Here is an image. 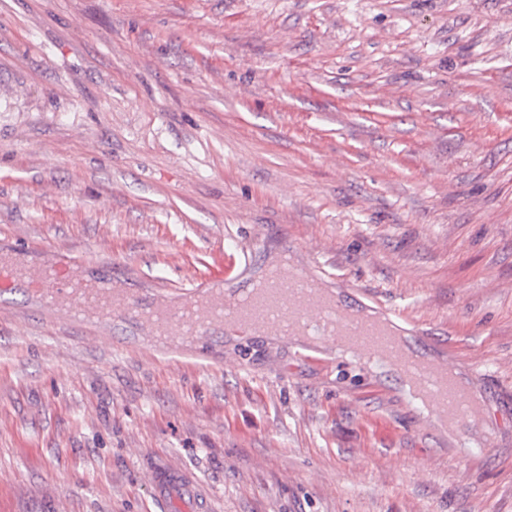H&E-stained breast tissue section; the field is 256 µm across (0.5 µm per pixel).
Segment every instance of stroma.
Instances as JSON below:
<instances>
[{
	"mask_svg": "<svg viewBox=\"0 0 512 512\" xmlns=\"http://www.w3.org/2000/svg\"><path fill=\"white\" fill-rule=\"evenodd\" d=\"M34 244L147 299L283 253L349 306L377 291L490 447L394 374L220 329L184 365L16 289L0 512H146L159 462L212 512H512V0H0V251Z\"/></svg>",
	"mask_w": 512,
	"mask_h": 512,
	"instance_id": "obj_1",
	"label": "stroma"
}]
</instances>
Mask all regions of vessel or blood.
<instances>
[{
	"mask_svg": "<svg viewBox=\"0 0 512 512\" xmlns=\"http://www.w3.org/2000/svg\"><path fill=\"white\" fill-rule=\"evenodd\" d=\"M61 259L47 258L37 269L0 257V289L21 287L28 290L41 306L53 310L61 323L77 325L88 320L111 321L112 309L124 304L136 321L148 325L154 336H177L191 340L209 335L214 327H223L229 336H250L264 330L283 339L299 335L301 328H313L310 341L301 343L305 358L320 363L333 359L334 345L349 340L362 348L381 347L388 351L389 370L413 373L425 397L407 396L409 406L425 419H448L465 439L466 447L484 451L485 442L477 426L479 407L467 391L449 378L447 362L430 363L420 359L403 345L375 329L364 314L352 313L340 304L326 303L319 293L318 277L289 270L256 297L252 305H242L241 294H225L224 281L232 270L211 275L208 282L186 291L183 302L172 304L162 298L144 302L140 297L117 299L111 289L91 278H74L62 271ZM154 498L164 512H209L210 506L197 482L185 471L170 466L153 470Z\"/></svg>",
	"mask_w": 512,
	"mask_h": 512,
	"instance_id": "b4317fda",
	"label": "vessel or blood"
}]
</instances>
